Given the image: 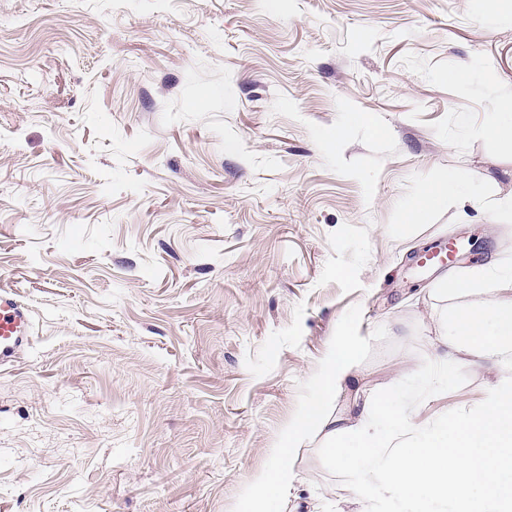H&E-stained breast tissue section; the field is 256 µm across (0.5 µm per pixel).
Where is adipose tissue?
Listing matches in <instances>:
<instances>
[{"instance_id":"ef3b65f1","label":"adipose tissue","mask_w":512,"mask_h":512,"mask_svg":"<svg viewBox=\"0 0 512 512\" xmlns=\"http://www.w3.org/2000/svg\"><path fill=\"white\" fill-rule=\"evenodd\" d=\"M442 345L440 360L454 366L466 365L472 354L512 361V303L458 312Z\"/></svg>"}]
</instances>
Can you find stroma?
<instances>
[{
  "instance_id": "stroma-1",
  "label": "stroma",
  "mask_w": 512,
  "mask_h": 512,
  "mask_svg": "<svg viewBox=\"0 0 512 512\" xmlns=\"http://www.w3.org/2000/svg\"><path fill=\"white\" fill-rule=\"evenodd\" d=\"M509 96L512 0H0V291L35 319L0 369V512H232L350 307L388 333L336 389L352 420L512 302L437 290L512 263ZM463 172L476 196L408 221ZM465 371L415 426L501 375ZM324 440L284 512H366ZM489 108L498 116L497 122L491 127L493 135L499 137L512 136V99H495L490 102Z\"/></svg>"
}]
</instances>
